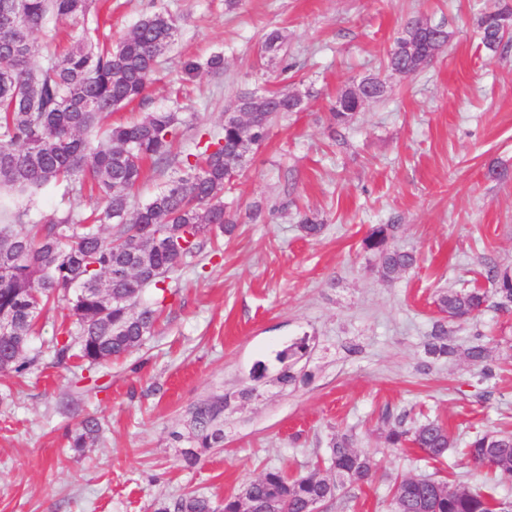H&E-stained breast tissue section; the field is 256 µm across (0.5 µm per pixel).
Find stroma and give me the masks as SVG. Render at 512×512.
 I'll use <instances>...</instances> for the list:
<instances>
[{
    "label": "stroma",
    "mask_w": 512,
    "mask_h": 512,
    "mask_svg": "<svg viewBox=\"0 0 512 512\" xmlns=\"http://www.w3.org/2000/svg\"><path fill=\"white\" fill-rule=\"evenodd\" d=\"M498 2L107 0L98 23L109 40L156 4L181 18L142 106L179 114L180 151H194L198 131L218 128L242 92L298 91L305 107L254 148L224 194L236 231L171 281L161 326L140 349L80 381L54 354L65 310L40 316L34 365L0 373V512H154L190 493L219 507L267 470L309 472L337 434L372 456L374 475L322 512H391L406 477L490 487L512 502V484L464 453L476 431L512 434V307L449 325L453 354L427 351L441 292L486 288L489 268L512 269V38L490 54L478 28ZM411 17L443 25L448 45L415 74L386 71ZM273 30L286 57L262 50ZM218 51L223 74L184 73L183 61ZM378 73L385 96L334 130L337 94ZM99 205L56 186L29 203L28 220ZM305 213L324 221L319 237L303 236ZM375 224L395 225L394 246L417 258L389 282L362 247ZM301 341L307 378L281 386L277 355ZM474 344L488 350L485 369L465 358ZM221 395L224 441L187 465L189 411ZM88 417L103 433L78 452L70 437ZM429 419L448 429L444 457L387 443L395 423Z\"/></svg>",
    "instance_id": "obj_1"
}]
</instances>
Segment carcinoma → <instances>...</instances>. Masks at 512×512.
I'll list each match as a JSON object with an SVG mask.
<instances>
[{"mask_svg": "<svg viewBox=\"0 0 512 512\" xmlns=\"http://www.w3.org/2000/svg\"><path fill=\"white\" fill-rule=\"evenodd\" d=\"M96 0H0V188L33 197L50 184L66 192L89 190L104 203L101 214L74 209L54 212L39 224H28V209L0 214V310L11 316L0 329V371L23 375L30 367L25 357L38 317L56 299L67 302L76 329L56 342L58 361L74 359L88 369L118 359L140 348L158 323L162 300L143 298L151 286L166 292L167 279L191 265L206 244L220 235H232L236 221L224 205V191L242 176L254 147L267 137L283 114L303 109V98L288 90L264 94L244 92L238 114L216 130L199 133L195 150L181 154L182 174L146 201L135 204V191L148 161L163 164L174 155L181 121L175 112L153 111L141 118L107 127L103 121L134 101L144 102L160 58L179 32L178 18L166 10L143 13L115 44L98 40L97 29L84 28L82 38L64 52L42 53L36 38L48 32L54 17L85 23ZM512 26V7L505 4L483 13L480 40L497 52ZM436 38L427 45L422 66L430 65L448 43V31L433 25ZM416 30L406 23L387 52V68L406 75L417 72L406 46ZM185 71L212 74L224 71V55L211 54L204 63L188 60ZM331 112L336 129L351 125L364 106L362 94L347 88ZM111 225L104 232L103 224ZM300 229L319 236L323 222L303 215ZM395 225L375 224L362 240L386 279L413 267L414 253L389 246ZM492 291L450 289L440 294L437 307L444 318L433 331V352L448 353L446 323L467 321L482 313L490 297L498 306L512 305V272L489 271ZM218 396L190 411L189 465L224 441V408ZM100 431L93 418L82 420L72 436V447L95 444ZM398 448L414 445L437 460L451 447L448 430L428 420L412 430L397 423L387 437ZM326 473L315 468L297 477L272 469L224 498L222 512H305L312 501L325 503L346 484L370 480L373 459L352 447L349 437L330 442ZM468 458L489 468L500 482L512 480V435L498 431L476 433L465 448ZM434 512H490L492 489L473 490L443 483ZM418 487L403 479L392 494L394 512H421ZM156 512H216L210 498L190 495L158 504Z\"/></svg>", "mask_w": 512, "mask_h": 512, "instance_id": "carcinoma-1", "label": "carcinoma"}]
</instances>
